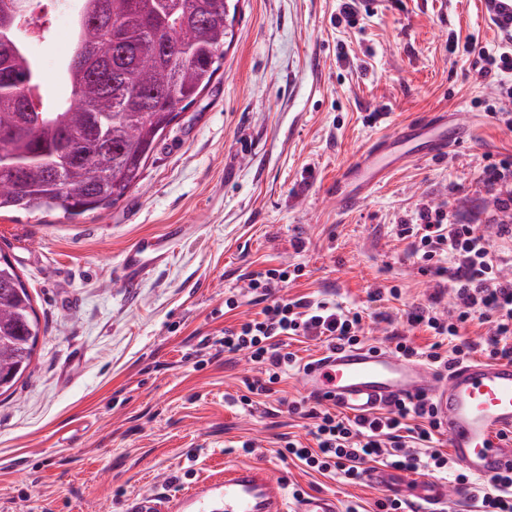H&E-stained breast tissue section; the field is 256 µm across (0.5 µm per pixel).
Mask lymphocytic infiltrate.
Masks as SVG:
<instances>
[{"label":"lymphocytic infiltrate","instance_id":"lymphocytic-infiltrate-1","mask_svg":"<svg viewBox=\"0 0 512 512\" xmlns=\"http://www.w3.org/2000/svg\"><path fill=\"white\" fill-rule=\"evenodd\" d=\"M410 240L411 255L423 272L432 273L436 286L448 289L452 303L447 312L417 306L406 312L407 327H421L433 336L428 349L413 346L401 330L395 331L398 355L425 360L436 368L460 363L475 355L512 361V278L502 274V258L476 225L460 223L441 207L421 205L414 222L398 227ZM301 266L267 269L253 277L249 287L262 307L255 317L226 326L219 344L226 353L243 352L260 365V377L246 381L239 402L253 406L255 398L270 396L298 360L288 350L294 337L312 338L328 350L362 344L363 314L325 299L306 295L282 298L279 291L296 281ZM488 324L480 341L461 339L460 331L472 321ZM291 413L309 420L312 446L288 440L280 446L281 459L298 460L321 475L360 482L369 463L402 471L452 475L458 487L471 490L478 512H512V473L479 482L454 470L437 444L440 424L432 404L419 400L399 402L369 415L353 417L337 412L335 404L301 399Z\"/></svg>","mask_w":512,"mask_h":512}]
</instances>
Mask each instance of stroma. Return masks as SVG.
I'll list each match as a JSON object with an SVG mask.
<instances>
[{"label": "stroma", "instance_id": "1", "mask_svg": "<svg viewBox=\"0 0 512 512\" xmlns=\"http://www.w3.org/2000/svg\"><path fill=\"white\" fill-rule=\"evenodd\" d=\"M339 9L240 0L223 67L160 141L140 187L75 222L0 217V251L41 326L30 369L0 396V512H125L133 497L177 498L250 461L378 512L384 491L278 458L281 436L306 434L286 405L267 415L230 404L258 367L211 343L259 306L228 313L224 299L247 293L249 276L299 265L287 296L363 309L367 343L390 346L378 313L400 318L433 292L396 234L417 205L449 208L512 256L481 180L486 165L512 159V128L498 116L497 81L454 48L468 36L502 45L479 0H385L353 23ZM437 111L461 114L470 139L392 171L354 209L337 204V177L373 138ZM145 238L163 241L164 256L126 271ZM392 286L399 300L374 298Z\"/></svg>", "mask_w": 512, "mask_h": 512}]
</instances>
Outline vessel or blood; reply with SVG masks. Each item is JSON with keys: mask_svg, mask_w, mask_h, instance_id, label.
<instances>
[{"mask_svg": "<svg viewBox=\"0 0 512 512\" xmlns=\"http://www.w3.org/2000/svg\"><path fill=\"white\" fill-rule=\"evenodd\" d=\"M487 25L512 36V0H481ZM470 129L447 113L433 112L397 134L378 136L336 181L337 203L356 206L408 158L439 154L462 142ZM156 240L142 239L124 264L139 268L158 257ZM314 398L336 403L351 415L375 412L400 401L430 399L436 404L453 459L468 473L492 478L512 471V361L473 358L435 370L379 346H345L323 354L302 373ZM373 487L404 498L415 512H443L447 483L380 467L366 472ZM127 512H339L326 494L287 502L283 482L266 466L240 464L221 478L201 484L185 497L162 502L154 495L131 499Z\"/></svg>", "mask_w": 512, "mask_h": 512, "instance_id": "1", "label": "vessel or blood"}]
</instances>
